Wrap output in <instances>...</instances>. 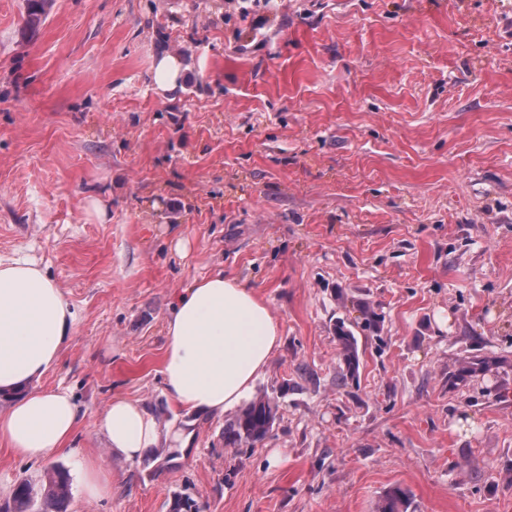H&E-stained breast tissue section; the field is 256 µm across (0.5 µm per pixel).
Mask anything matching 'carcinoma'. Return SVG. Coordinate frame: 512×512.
<instances>
[{"instance_id": "obj_1", "label": "carcinoma", "mask_w": 512, "mask_h": 512, "mask_svg": "<svg viewBox=\"0 0 512 512\" xmlns=\"http://www.w3.org/2000/svg\"><path fill=\"white\" fill-rule=\"evenodd\" d=\"M46 2L28 0V27L36 28L42 23L46 15ZM337 340L343 364L341 379L354 378L359 368L357 339L340 326L337 329ZM276 415L275 398L263 395L254 399L224 425V446L236 448L265 440L273 431ZM72 499L69 470L62 465H54L44 480L22 478L16 481L10 493V501L0 505V512H70ZM408 507L407 492L396 487L385 495L378 512H408ZM170 512H202V508L190 495L176 493Z\"/></svg>"}]
</instances>
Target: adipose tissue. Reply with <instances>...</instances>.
I'll return each mask as SVG.
<instances>
[{
    "instance_id": "1",
    "label": "adipose tissue",
    "mask_w": 512,
    "mask_h": 512,
    "mask_svg": "<svg viewBox=\"0 0 512 512\" xmlns=\"http://www.w3.org/2000/svg\"><path fill=\"white\" fill-rule=\"evenodd\" d=\"M76 312L54 280L26 258H0V443L41 459L74 442L85 413L67 389L37 381L70 340ZM277 320L252 288L213 275L177 291L165 321L162 366L167 396L187 414L223 416L251 397L280 346ZM97 429L113 454L133 463L150 448L184 447L188 422L160 423L139 401L116 395Z\"/></svg>"
}]
</instances>
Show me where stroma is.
Returning a JSON list of instances; mask_svg holds the SVG:
<instances>
[{
    "label": "stroma",
    "mask_w": 512,
    "mask_h": 512,
    "mask_svg": "<svg viewBox=\"0 0 512 512\" xmlns=\"http://www.w3.org/2000/svg\"><path fill=\"white\" fill-rule=\"evenodd\" d=\"M0 0V257L39 264L77 313L40 379L86 412L77 455L0 446L25 476L103 459L71 512H512V0ZM170 54L194 69L153 81ZM254 288L281 346L254 386L270 436L194 420L178 452L113 456L120 394L159 420L173 294ZM380 332L361 329L364 310ZM356 336L339 386L337 324ZM190 67L183 65L176 57L163 54L159 57L154 71V80L163 90H174L190 78ZM277 403L268 395L257 397L224 425L226 447L254 445L265 440L276 422ZM81 489L92 498H107L112 494V477L103 461L86 459L81 463Z\"/></svg>",
    "instance_id": "1"
}]
</instances>
